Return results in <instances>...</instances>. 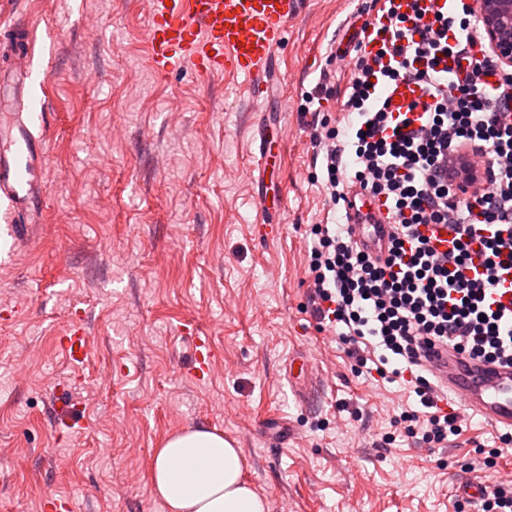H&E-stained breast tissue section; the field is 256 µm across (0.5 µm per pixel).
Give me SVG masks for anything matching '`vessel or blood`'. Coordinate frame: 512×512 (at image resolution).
Masks as SVG:
<instances>
[{"instance_id":"obj_1","label":"vessel or blood","mask_w":512,"mask_h":512,"mask_svg":"<svg viewBox=\"0 0 512 512\" xmlns=\"http://www.w3.org/2000/svg\"><path fill=\"white\" fill-rule=\"evenodd\" d=\"M148 12L147 62L154 73L166 75L189 66L205 81L241 74L249 78L251 90L259 91L268 84L274 51L286 25L299 13V0H148ZM381 92L391 98L393 109L412 120L419 117L414 103L422 92L416 85L400 81ZM48 120V112H31L0 129L13 147L11 156L0 159V199L13 214L8 234L17 244L32 230L25 217L41 212L46 200L41 185L45 143L33 129ZM346 210L361 246L371 254H385L394 227L387 207L353 194ZM61 345L71 360L82 361L87 354L80 326H73ZM425 366L461 410L512 430V366L465 359L442 346L429 350Z\"/></svg>"}]
</instances>
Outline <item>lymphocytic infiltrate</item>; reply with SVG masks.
Instances as JSON below:
<instances>
[{"label":"lymphocytic infiltrate","mask_w":512,"mask_h":512,"mask_svg":"<svg viewBox=\"0 0 512 512\" xmlns=\"http://www.w3.org/2000/svg\"><path fill=\"white\" fill-rule=\"evenodd\" d=\"M366 27L383 42L377 54L356 44L350 58L347 121L331 124L312 111L311 142L321 154L323 188L332 205L352 190L383 201L399 219L385 260L363 251L346 224L311 231L307 274L310 312L337 336L359 366L374 364L388 382L410 385L419 409L404 410L416 445L445 447L461 435L464 417L444 407L442 394L421 364L440 344L456 353L512 364V332L504 333L491 299L512 269V68L480 49L476 0H454L448 14L426 0H376ZM452 57L457 80L439 69ZM406 79L424 93V121L401 130L378 100V84ZM444 224L456 236L437 252L422 226ZM490 232L474 239L472 227ZM486 257L472 266V243Z\"/></svg>","instance_id":"1"}]
</instances>
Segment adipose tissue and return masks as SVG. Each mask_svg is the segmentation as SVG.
<instances>
[{"label": "adipose tissue", "mask_w": 512, "mask_h": 512, "mask_svg": "<svg viewBox=\"0 0 512 512\" xmlns=\"http://www.w3.org/2000/svg\"><path fill=\"white\" fill-rule=\"evenodd\" d=\"M242 449L199 425L170 436L155 452V495L167 512H268V502L243 478Z\"/></svg>", "instance_id": "obj_1"}]
</instances>
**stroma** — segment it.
I'll return each instance as SVG.
<instances>
[{"label":"stroma","mask_w":512,"mask_h":512,"mask_svg":"<svg viewBox=\"0 0 512 512\" xmlns=\"http://www.w3.org/2000/svg\"><path fill=\"white\" fill-rule=\"evenodd\" d=\"M369 5L301 0L256 98L241 75L154 74L144 0H0V29L33 32L31 101L50 114L42 221L0 252V512H166L155 452L198 425L242 448L269 512H474L460 483L512 482L479 417L417 447L392 424L415 394L361 375L306 310L304 237L328 210L306 97L327 84L321 110L342 119L329 55ZM264 204L284 210L270 235ZM77 322L80 362L58 345ZM197 335L214 354L201 378ZM299 356L308 378L290 375Z\"/></svg>","instance_id":"1"}]
</instances>
